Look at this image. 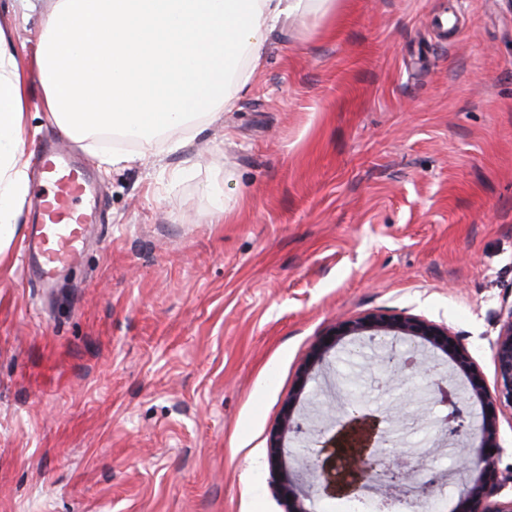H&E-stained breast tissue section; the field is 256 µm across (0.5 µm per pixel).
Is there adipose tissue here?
<instances>
[{
	"label": "adipose tissue",
	"instance_id": "obj_1",
	"mask_svg": "<svg viewBox=\"0 0 512 512\" xmlns=\"http://www.w3.org/2000/svg\"><path fill=\"white\" fill-rule=\"evenodd\" d=\"M335 7L336 0H14V12L41 11L43 23L28 64L14 30L0 26V258L29 200L31 81L59 132L108 170L129 156L100 150V141L142 145L167 136L178 149L180 134L248 85L284 18Z\"/></svg>",
	"mask_w": 512,
	"mask_h": 512
}]
</instances>
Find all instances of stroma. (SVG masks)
Masks as SVG:
<instances>
[{
    "label": "stroma",
    "mask_w": 512,
    "mask_h": 512,
    "mask_svg": "<svg viewBox=\"0 0 512 512\" xmlns=\"http://www.w3.org/2000/svg\"><path fill=\"white\" fill-rule=\"evenodd\" d=\"M95 169L101 217L47 288L0 260V512H285L272 437L291 406L309 512L346 490L304 472L350 407L374 450L426 449L453 512L465 489L431 385L481 405L441 350L387 383L371 313L446 327L496 383L512 306V0H338L284 20L218 117ZM180 172L176 185L158 177ZM237 201L216 222L205 192ZM260 472H252V459Z\"/></svg>",
    "instance_id": "obj_1"
}]
</instances>
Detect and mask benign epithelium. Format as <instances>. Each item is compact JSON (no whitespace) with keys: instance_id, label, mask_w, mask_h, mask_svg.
<instances>
[{"instance_id":"7a95c632","label":"benign epithelium","mask_w":512,"mask_h":512,"mask_svg":"<svg viewBox=\"0 0 512 512\" xmlns=\"http://www.w3.org/2000/svg\"><path fill=\"white\" fill-rule=\"evenodd\" d=\"M338 336L377 337L407 336L440 349L448 354L453 368L465 375L470 386V397L482 404L481 422L477 428L479 452L464 450L471 486L460 500L454 512H512V500L499 502L493 497L512 481L497 468V459L503 453L497 426V411L502 407L512 409V308L492 342L495 350L497 376L494 392H489L479 368L468 351L459 345L448 329L411 315L373 313L355 320H347L336 326ZM376 422L368 415L355 414L345 422L326 445L333 447L331 457L343 463L344 474L349 476L346 486L361 497L365 484L374 471L383 469L385 482L399 485L412 483L411 466L404 459L389 462L372 453L370 432ZM280 491L287 503L288 512H308L300 499L298 486L291 473L281 475Z\"/></svg>"}]
</instances>
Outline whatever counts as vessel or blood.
I'll list each match as a JSON object with an SVG mask.
<instances>
[{
    "label": "vessel or blood",
    "mask_w": 512,
    "mask_h": 512,
    "mask_svg": "<svg viewBox=\"0 0 512 512\" xmlns=\"http://www.w3.org/2000/svg\"><path fill=\"white\" fill-rule=\"evenodd\" d=\"M38 158L53 196H34V222L27 227L23 262L47 285L82 257L98 212L93 175L75 158L72 148L46 143L39 148Z\"/></svg>",
    "instance_id": "vessel-or-blood-1"
}]
</instances>
